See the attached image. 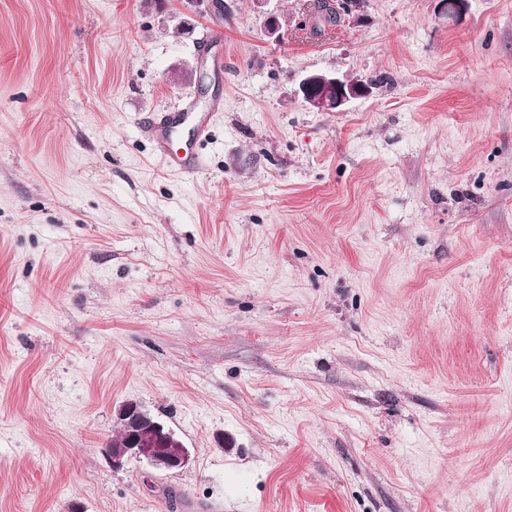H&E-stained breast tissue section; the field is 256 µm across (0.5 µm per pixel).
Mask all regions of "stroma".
Here are the masks:
<instances>
[{"label": "stroma", "mask_w": 512, "mask_h": 512, "mask_svg": "<svg viewBox=\"0 0 512 512\" xmlns=\"http://www.w3.org/2000/svg\"><path fill=\"white\" fill-rule=\"evenodd\" d=\"M311 17L0 0V512H512V0ZM128 399L186 469L106 463ZM370 86L358 79L335 74L311 73L299 83L298 94L304 103L322 112H342L353 99L369 93ZM211 114L195 112L191 99L182 102L177 112H167L143 125V133L152 139L159 163L169 171L195 174L203 166L200 154L191 146L190 139L200 142L208 134ZM188 129V138L183 143L180 132Z\"/></svg>", "instance_id": "stroma-1"}]
</instances>
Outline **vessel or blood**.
I'll list each match as a JSON object with an SVG mask.
<instances>
[{"label": "vessel or blood", "instance_id": "1", "mask_svg": "<svg viewBox=\"0 0 512 512\" xmlns=\"http://www.w3.org/2000/svg\"><path fill=\"white\" fill-rule=\"evenodd\" d=\"M210 121V113L195 111L188 99L178 111L149 119L143 132L152 139L155 155L165 169L194 174L202 168L203 160L192 143L206 138Z\"/></svg>", "mask_w": 512, "mask_h": 512}]
</instances>
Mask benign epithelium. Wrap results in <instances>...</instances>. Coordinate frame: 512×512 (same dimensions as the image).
Segmentation results:
<instances>
[{
    "mask_svg": "<svg viewBox=\"0 0 512 512\" xmlns=\"http://www.w3.org/2000/svg\"><path fill=\"white\" fill-rule=\"evenodd\" d=\"M369 93V85L328 73H311L299 83L298 94L304 103L322 112H342L353 99ZM117 434L104 450L114 470L131 461L143 462L157 472L175 473L191 462L188 448L162 422L136 400L123 401L114 411Z\"/></svg>",
    "mask_w": 512,
    "mask_h": 512,
    "instance_id": "1",
    "label": "benign epithelium"
}]
</instances>
